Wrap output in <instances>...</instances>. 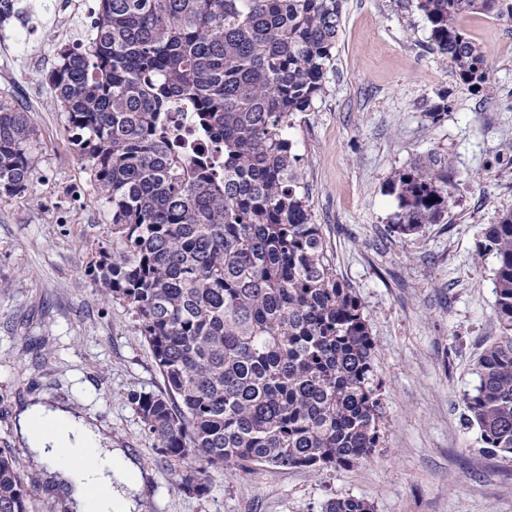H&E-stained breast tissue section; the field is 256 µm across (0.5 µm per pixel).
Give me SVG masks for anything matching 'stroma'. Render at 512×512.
I'll use <instances>...</instances> for the list:
<instances>
[{"mask_svg":"<svg viewBox=\"0 0 512 512\" xmlns=\"http://www.w3.org/2000/svg\"><path fill=\"white\" fill-rule=\"evenodd\" d=\"M98 6L21 0L11 29L27 28V48L0 31V97L26 110L36 133L28 191L0 198V449L29 476L35 512H69L16 431L21 409L36 402L81 415L123 451L144 480L142 512H321L347 497L374 512H512V455L487 453L463 421L473 365L501 335L496 259L476 247L512 210V21L463 19L493 72L474 93L431 53L418 12L395 0H343L335 70L289 136L313 220L369 319L383 439L344 469L216 471L198 497L174 481L186 462L155 450L127 399L165 384L125 307L90 274L112 248L111 217L47 79L60 48L91 37ZM443 91L448 113L434 123L426 111ZM430 152L454 166L448 221L390 234L397 202L388 182Z\"/></svg>","mask_w":512,"mask_h":512,"instance_id":"obj_1","label":"stroma"}]
</instances>
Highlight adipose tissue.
Segmentation results:
<instances>
[{"instance_id":"ef3b65f1","label":"adipose tissue","mask_w":512,"mask_h":512,"mask_svg":"<svg viewBox=\"0 0 512 512\" xmlns=\"http://www.w3.org/2000/svg\"><path fill=\"white\" fill-rule=\"evenodd\" d=\"M21 436L68 496L73 512H132L139 477L101 433L71 411L44 403L19 416Z\"/></svg>"}]
</instances>
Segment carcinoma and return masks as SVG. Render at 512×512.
I'll list each match as a JSON object with an SVG mask.
<instances>
[{
    "label": "carcinoma",
    "instance_id": "carcinoma-1",
    "mask_svg": "<svg viewBox=\"0 0 512 512\" xmlns=\"http://www.w3.org/2000/svg\"><path fill=\"white\" fill-rule=\"evenodd\" d=\"M343 0H101L94 37L59 52L48 80L70 142L112 208V241L91 270L131 314L165 393L129 400L174 459L194 457L181 489L252 465L318 473L368 459L381 442L375 342L359 299L337 277L288 130L326 92ZM429 50L474 92L490 81L461 27L470 14L512 21V0H407ZM175 100L221 149L212 162L165 136ZM448 94L427 115L439 121ZM34 129L0 98V196L27 189ZM452 161L433 152L389 181V232L444 223ZM478 256L496 258L502 330L476 363L466 423L491 454H512V211ZM15 456L0 450V512H32ZM321 512H373L363 499Z\"/></svg>",
    "mask_w": 512,
    "mask_h": 512
}]
</instances>
